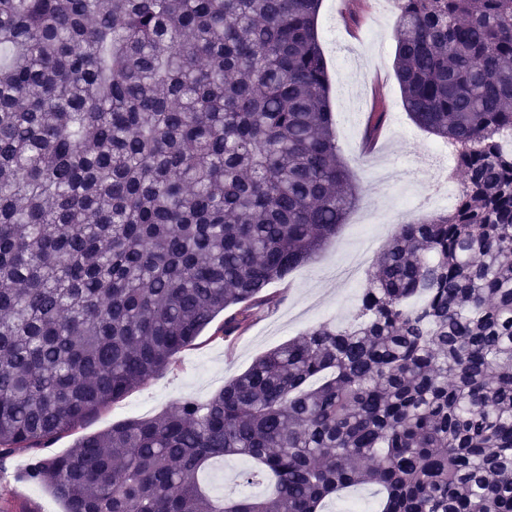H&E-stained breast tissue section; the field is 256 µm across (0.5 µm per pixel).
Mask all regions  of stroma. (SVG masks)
<instances>
[{"label": "stroma", "instance_id": "1", "mask_svg": "<svg viewBox=\"0 0 512 512\" xmlns=\"http://www.w3.org/2000/svg\"><path fill=\"white\" fill-rule=\"evenodd\" d=\"M349 0H336L335 8H321L318 34L331 81L330 104L343 158L357 179L359 203L334 240L313 261L297 267L266 292L277 303L249 324L231 342L216 339L218 323H211L194 346L177 356L174 369L134 389L93 420L63 434L44 453L58 455L85 436L108 429L129 418L153 417L184 397L209 399L224 383L245 372L267 351L324 323L348 321L359 303L360 289L337 277L346 250L360 238L368 215L378 243H386L408 216L392 200V190L379 189L372 162L417 172L413 189L429 198L433 212L446 211L442 196L433 192L435 161L430 148L434 135L417 131L405 119L394 59L397 47L395 16L374 24L376 0H358V23L346 20ZM384 118L375 135H368L371 112Z\"/></svg>", "mask_w": 512, "mask_h": 512}]
</instances>
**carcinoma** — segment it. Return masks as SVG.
Masks as SVG:
<instances>
[{"instance_id": "obj_1", "label": "carcinoma", "mask_w": 512, "mask_h": 512, "mask_svg": "<svg viewBox=\"0 0 512 512\" xmlns=\"http://www.w3.org/2000/svg\"><path fill=\"white\" fill-rule=\"evenodd\" d=\"M322 0H0V479L65 512H512V0H396L395 74L453 147V206L399 225L357 312L206 401L41 450L277 300L358 201ZM248 462L263 496L199 474ZM28 458L27 451L17 452L7 472L6 479L10 482L9 488L11 489V500L14 507L20 509L34 503L40 512H64L63 504L48 489L13 480V473L24 469ZM358 494L365 495L369 500L370 510L364 512H378V510H380L381 495L378 494L376 488L371 486H363L357 489L349 490L343 493L340 497L335 498L333 502H331L328 506L329 512H345L338 511L337 509L340 508L348 499Z\"/></svg>"}]
</instances>
